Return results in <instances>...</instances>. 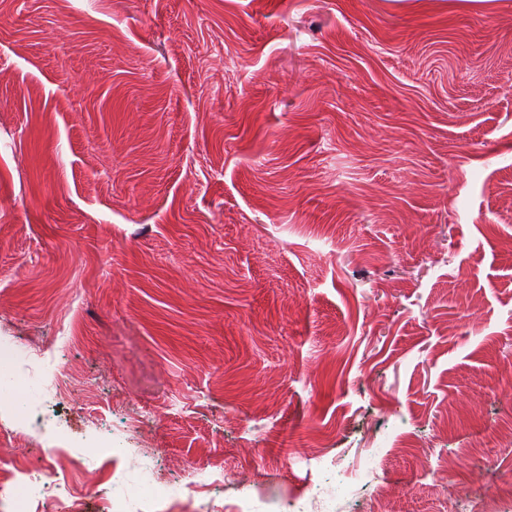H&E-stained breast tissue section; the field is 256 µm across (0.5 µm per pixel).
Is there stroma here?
I'll return each instance as SVG.
<instances>
[{
  "label": "stroma",
  "instance_id": "stroma-1",
  "mask_svg": "<svg viewBox=\"0 0 512 512\" xmlns=\"http://www.w3.org/2000/svg\"><path fill=\"white\" fill-rule=\"evenodd\" d=\"M55 351L98 473L270 492L386 458L448 512L481 438L512 512V0H0V336ZM126 456H100L94 419Z\"/></svg>",
  "mask_w": 512,
  "mask_h": 512
}]
</instances>
